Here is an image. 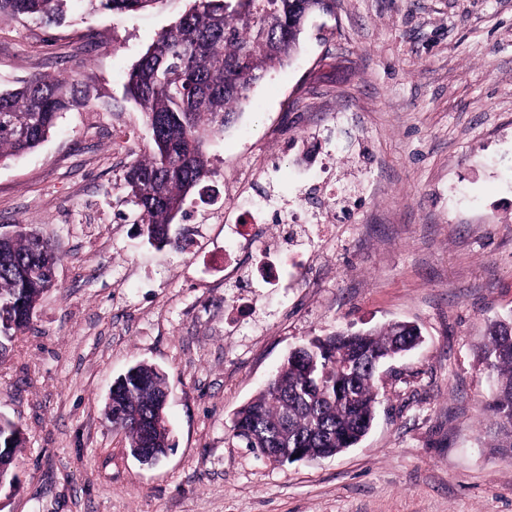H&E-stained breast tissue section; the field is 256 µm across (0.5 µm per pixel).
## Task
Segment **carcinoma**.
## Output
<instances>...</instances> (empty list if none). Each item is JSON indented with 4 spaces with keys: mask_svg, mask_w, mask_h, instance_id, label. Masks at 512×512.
Here are the masks:
<instances>
[{
    "mask_svg": "<svg viewBox=\"0 0 512 512\" xmlns=\"http://www.w3.org/2000/svg\"><path fill=\"white\" fill-rule=\"evenodd\" d=\"M81 0H0V24L19 16L62 19ZM114 13L144 11L161 0H87ZM324 0H193L188 10L148 47L132 69L127 92L141 107L150 134L148 157L124 180L147 239L171 238L174 209L201 196L208 169L207 136L230 124L269 68L289 60L311 14ZM88 91L68 79H34L0 91V162L39 146L59 115ZM59 258L31 231L0 238V355L31 324L37 301L55 287ZM419 329L391 322L377 329H339L305 342L286 357L273 383L240 407L233 437L251 453L277 463L278 449L297 448L314 461L354 446L370 429L380 390L370 366L413 349ZM492 389L484 403L491 447L512 456V315L489 324L481 348ZM165 375L136 364L119 376L105 417L123 432L131 452L169 447L165 427Z\"/></svg>",
    "mask_w": 512,
    "mask_h": 512,
    "instance_id": "1",
    "label": "carcinoma"
}]
</instances>
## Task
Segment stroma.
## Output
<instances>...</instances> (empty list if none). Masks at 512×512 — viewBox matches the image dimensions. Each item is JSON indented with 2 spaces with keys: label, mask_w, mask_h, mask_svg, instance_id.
<instances>
[{
  "label": "stroma",
  "mask_w": 512,
  "mask_h": 512,
  "mask_svg": "<svg viewBox=\"0 0 512 512\" xmlns=\"http://www.w3.org/2000/svg\"><path fill=\"white\" fill-rule=\"evenodd\" d=\"M190 0L141 13L77 7L59 25H0V89L68 78L88 105L34 151L0 163V228L56 247V286L0 364V412L18 423L22 482L0 512H512V458L481 429L478 347L512 314V0H333L289 65L271 69L203 151L223 220L187 201L172 230L140 235L124 185L149 130L128 75ZM336 160L335 198L319 190ZM271 195L336 227L295 288H234L224 227ZM417 325L421 343L380 371L369 433L317 462L272 465L232 437L234 412L288 352L339 327ZM165 372L171 449L132 455L104 407L115 380Z\"/></svg>",
  "instance_id": "1"
}]
</instances>
